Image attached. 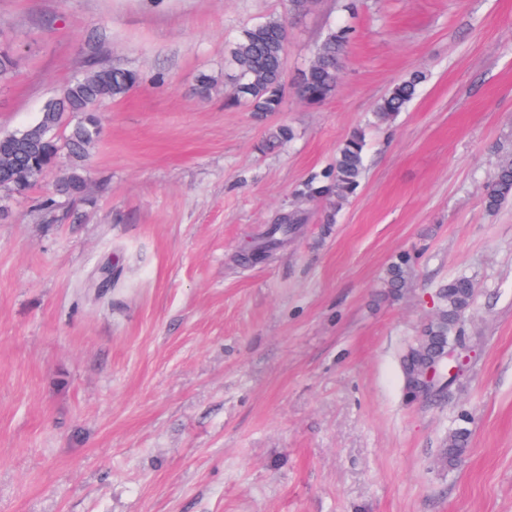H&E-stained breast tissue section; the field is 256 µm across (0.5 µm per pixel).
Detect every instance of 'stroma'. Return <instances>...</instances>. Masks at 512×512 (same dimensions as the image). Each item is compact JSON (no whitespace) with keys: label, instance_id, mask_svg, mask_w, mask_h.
Returning <instances> with one entry per match:
<instances>
[{"label":"stroma","instance_id":"35a3bbf8","mask_svg":"<svg viewBox=\"0 0 512 512\" xmlns=\"http://www.w3.org/2000/svg\"><path fill=\"white\" fill-rule=\"evenodd\" d=\"M341 3L0 0V133L89 64L140 75L99 108L84 200L43 211L57 167L0 218V512H512V202L484 205L512 157V0H361L351 19ZM268 16L288 21L290 85L354 29L323 103L226 106L229 46ZM416 70L407 110L371 124ZM282 124L294 139L268 145ZM357 128L367 169L330 222L299 191ZM291 211L269 259L240 263ZM107 266L135 285L99 300ZM462 273L474 357L447 400H409L399 356ZM412 266V257L409 254H401L391 263L387 271V282L389 288L394 292H399L407 288L409 271ZM467 424L468 417L462 414L455 419L454 424L448 431L442 450L448 465H453L463 449L469 444L471 432Z\"/></svg>","mask_w":512,"mask_h":512}]
</instances>
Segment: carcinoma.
<instances>
[{
    "mask_svg": "<svg viewBox=\"0 0 512 512\" xmlns=\"http://www.w3.org/2000/svg\"><path fill=\"white\" fill-rule=\"evenodd\" d=\"M347 26L330 31L317 48L296 87L300 99L320 104L331 97L344 66L345 48L350 40ZM288 44V22L269 17L240 30L225 58L231 72L230 100L243 104L262 117L281 111L286 93L284 69ZM425 75L415 71L393 84L374 112L375 122L389 124L415 98ZM139 82V74L128 69L97 67L66 85L59 97L41 112L35 123L23 130L0 136V201L20 193L37 182L62 155H67V173L55 184L59 196L81 198L86 190L85 162L101 132L98 108L105 102L124 97ZM366 168V138L362 130L353 132L336 151L330 166L309 179L300 195L325 200L336 208L353 197L361 186ZM512 200V159L500 162L484 193L486 209L495 211ZM302 223L298 213L290 223L275 224L261 247H275L278 235ZM412 257L401 254L387 271V282L394 292L408 286ZM477 288L467 275L460 274L436 289L438 305L434 316L422 329L419 339L408 345L411 356H402L401 368L406 394L411 400H425L416 380L420 366L434 352L448 345V337L464 335L467 313L473 307ZM471 437L468 417L458 416L443 446L447 464H453Z\"/></svg>",
    "mask_w": 512,
    "mask_h": 512,
    "instance_id": "carcinoma-1",
    "label": "carcinoma"
}]
</instances>
